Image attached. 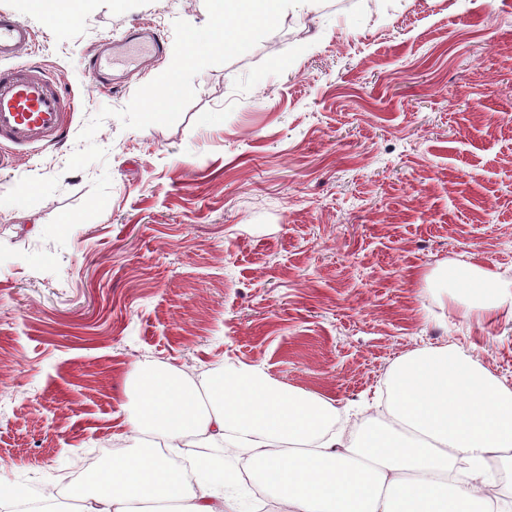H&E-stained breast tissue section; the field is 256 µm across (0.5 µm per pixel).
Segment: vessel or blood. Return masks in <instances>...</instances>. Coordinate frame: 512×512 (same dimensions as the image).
<instances>
[{"instance_id": "1", "label": "vessel or blood", "mask_w": 512, "mask_h": 512, "mask_svg": "<svg viewBox=\"0 0 512 512\" xmlns=\"http://www.w3.org/2000/svg\"><path fill=\"white\" fill-rule=\"evenodd\" d=\"M35 30L12 16L0 13V144L26 148L47 144L60 137L72 122L78 101L65 93L60 77L38 63L16 65V58L31 53ZM160 48L150 30L102 42L88 61L101 91L112 88V69L131 58H142Z\"/></svg>"}]
</instances>
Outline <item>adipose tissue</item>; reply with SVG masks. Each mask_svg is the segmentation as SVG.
<instances>
[{
  "label": "adipose tissue",
  "instance_id": "ef3b65f1",
  "mask_svg": "<svg viewBox=\"0 0 512 512\" xmlns=\"http://www.w3.org/2000/svg\"><path fill=\"white\" fill-rule=\"evenodd\" d=\"M469 309L496 313L512 285L479 269L440 275ZM382 427L353 434L333 399L273 382L257 366L228 364L201 382L142 366L125 410L141 447L112 459L93 487H74L84 512H131L135 503H180L187 512H224V478L200 467L198 481L165 456L204 437L253 452L282 512H512L489 494L486 461L512 466V386L448 347L403 357L385 382Z\"/></svg>",
  "mask_w": 512,
  "mask_h": 512
}]
</instances>
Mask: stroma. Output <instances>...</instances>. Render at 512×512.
Instances as JSON below:
<instances>
[{
    "mask_svg": "<svg viewBox=\"0 0 512 512\" xmlns=\"http://www.w3.org/2000/svg\"><path fill=\"white\" fill-rule=\"evenodd\" d=\"M0 12L38 33L33 58L79 101L54 146L0 168V477L86 481L102 449L131 452L128 384L152 364L200 380L225 364L382 420L383 384L410 352L460 346L512 385V313L466 312L426 279L476 266L512 282V0H321L284 13L247 53L193 80L172 126L94 141L106 164L67 170L100 109H124L173 57L176 20L205 0H89L60 25L27 0ZM149 25L162 54L112 72L85 57ZM109 173L104 211L65 246L45 226ZM226 512L271 506L254 462Z\"/></svg>",
    "mask_w": 512,
    "mask_h": 512,
    "instance_id": "1",
    "label": "stroma"
}]
</instances>
